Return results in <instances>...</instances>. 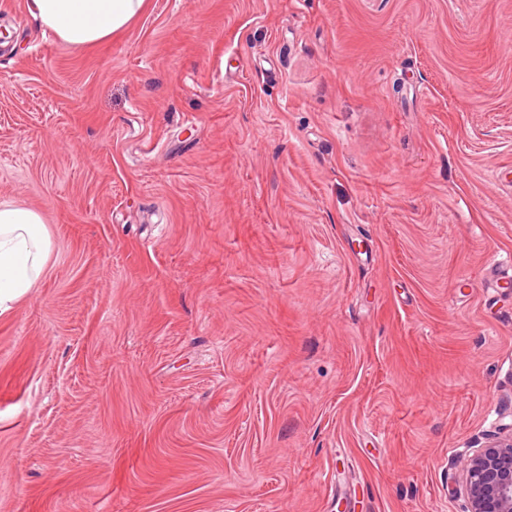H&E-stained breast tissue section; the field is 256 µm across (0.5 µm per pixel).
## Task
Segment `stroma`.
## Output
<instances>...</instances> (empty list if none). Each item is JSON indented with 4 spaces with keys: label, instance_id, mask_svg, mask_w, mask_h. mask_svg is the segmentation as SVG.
I'll return each mask as SVG.
<instances>
[{
    "label": "stroma",
    "instance_id": "stroma-1",
    "mask_svg": "<svg viewBox=\"0 0 512 512\" xmlns=\"http://www.w3.org/2000/svg\"><path fill=\"white\" fill-rule=\"evenodd\" d=\"M29 9L0 512H465L512 423V0H148L84 48ZM50 237L35 209L0 200V315L36 288L50 256Z\"/></svg>",
    "mask_w": 512,
    "mask_h": 512
}]
</instances>
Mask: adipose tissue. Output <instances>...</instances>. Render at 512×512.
Returning a JSON list of instances; mask_svg holds the SVG:
<instances>
[{"mask_svg":"<svg viewBox=\"0 0 512 512\" xmlns=\"http://www.w3.org/2000/svg\"><path fill=\"white\" fill-rule=\"evenodd\" d=\"M145 0H31L43 31L71 47L98 44L122 30ZM50 237L35 209L0 200V315L36 288L50 256Z\"/></svg>","mask_w":512,"mask_h":512,"instance_id":"adipose-tissue-1","label":"adipose tissue"}]
</instances>
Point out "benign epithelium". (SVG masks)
Here are the masks:
<instances>
[{"label": "benign epithelium", "instance_id": "1", "mask_svg": "<svg viewBox=\"0 0 512 512\" xmlns=\"http://www.w3.org/2000/svg\"><path fill=\"white\" fill-rule=\"evenodd\" d=\"M468 512H512V432H499L464 458Z\"/></svg>", "mask_w": 512, "mask_h": 512}]
</instances>
